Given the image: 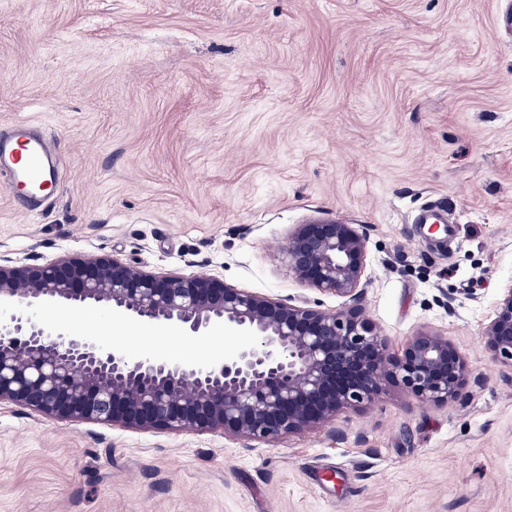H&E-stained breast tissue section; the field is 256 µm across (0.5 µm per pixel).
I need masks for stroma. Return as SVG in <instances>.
<instances>
[{
    "mask_svg": "<svg viewBox=\"0 0 512 512\" xmlns=\"http://www.w3.org/2000/svg\"><path fill=\"white\" fill-rule=\"evenodd\" d=\"M498 0H0V129L38 125L60 190L0 185V259L115 255L339 310L295 279L289 232L367 238L360 305L400 352L447 337L456 399L390 385L273 442L61 422L0 404V512H512V365L484 328L512 286V32ZM443 214L447 230L421 224ZM138 359H223L97 306L48 308Z\"/></svg>",
    "mask_w": 512,
    "mask_h": 512,
    "instance_id": "obj_1",
    "label": "stroma"
}]
</instances>
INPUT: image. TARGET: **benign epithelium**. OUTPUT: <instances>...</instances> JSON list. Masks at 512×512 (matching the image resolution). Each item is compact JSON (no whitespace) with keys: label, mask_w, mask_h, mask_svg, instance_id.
I'll return each instance as SVG.
<instances>
[{"label":"benign epithelium","mask_w":512,"mask_h":512,"mask_svg":"<svg viewBox=\"0 0 512 512\" xmlns=\"http://www.w3.org/2000/svg\"><path fill=\"white\" fill-rule=\"evenodd\" d=\"M285 256L300 283L350 304L331 311L286 303L211 275L156 274L114 255L0 263V403L69 422L276 440L373 400L388 383L426 404L457 396L467 369L448 338L422 332L393 356L356 304L367 242L355 225L299 224ZM85 305L174 323L193 337L224 328L250 343L217 362L133 360L45 318L51 306ZM484 336L493 358L512 364V285Z\"/></svg>","instance_id":"benign-epithelium-1"}]
</instances>
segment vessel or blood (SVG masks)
Listing matches in <instances>:
<instances>
[{"mask_svg": "<svg viewBox=\"0 0 512 512\" xmlns=\"http://www.w3.org/2000/svg\"><path fill=\"white\" fill-rule=\"evenodd\" d=\"M0 183L16 193L18 204L30 212L57 194L55 158L31 124H16L10 137H0Z\"/></svg>", "mask_w": 512, "mask_h": 512, "instance_id": "1", "label": "vessel or blood"}]
</instances>
